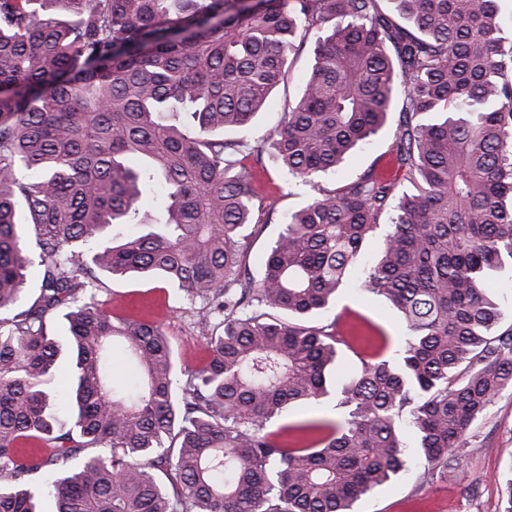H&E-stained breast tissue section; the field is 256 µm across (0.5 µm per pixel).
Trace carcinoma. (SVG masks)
I'll list each match as a JSON object with an SVG mask.
<instances>
[{
  "instance_id": "1",
  "label": "carcinoma",
  "mask_w": 512,
  "mask_h": 512,
  "mask_svg": "<svg viewBox=\"0 0 512 512\" xmlns=\"http://www.w3.org/2000/svg\"><path fill=\"white\" fill-rule=\"evenodd\" d=\"M389 2L394 17L379 0H0V512H41V493L53 512H354L407 469L408 432L425 474L450 476L512 389V328L487 288L512 269V54L497 0ZM311 35L276 158L309 183L336 172L401 95L402 178L318 189L256 282L242 275L245 229L262 223L245 161L261 153L217 133L252 122ZM182 111L192 122L172 121ZM151 191L161 220L123 233ZM356 271L403 320L402 348L361 358L336 387L344 420L290 445L266 423L330 395L351 344L313 319ZM99 272L160 276L201 303L209 359L178 369L160 326L97 299ZM58 313L75 354L68 427L44 389ZM117 354L133 381L113 377Z\"/></svg>"
}]
</instances>
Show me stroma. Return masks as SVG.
<instances>
[{
  "label": "stroma",
  "instance_id": "obj_1",
  "mask_svg": "<svg viewBox=\"0 0 512 512\" xmlns=\"http://www.w3.org/2000/svg\"><path fill=\"white\" fill-rule=\"evenodd\" d=\"M314 39L288 58V72L271 95L264 110L245 131L228 130V139L245 138L252 146L264 147L283 112L297 101L303 81L314 63ZM398 114H390L386 127L359 148L336 172L322 182L334 189L356 180L368 170L396 176L393 165L395 130ZM255 202L269 217L268 223L253 226L248 238L246 267L251 277L260 278L265 254L277 238L288 215L298 210L315 191L311 185L289 180L286 171L271 156H264L262 167L252 170L250 179ZM98 298L109 303L116 315L156 322L169 337L183 370L201 366L209 356L208 339L202 336L195 309L182 299L180 292L157 278L99 277ZM325 321H338L350 348L342 349L333 373L342 381L359 364L358 353L376 349L377 334L389 337L390 350H399L404 327L400 316L382 297L350 284L336 299ZM345 414L334 398L316 404L290 407L272 419L268 430L282 439L293 440L299 425L313 421H342ZM512 462V391H503L467 433L464 451L453 461V473L446 480L424 477V466L411 459L408 471L377 487L356 503L355 512H502V476Z\"/></svg>",
  "mask_w": 512,
  "mask_h": 512
}]
</instances>
